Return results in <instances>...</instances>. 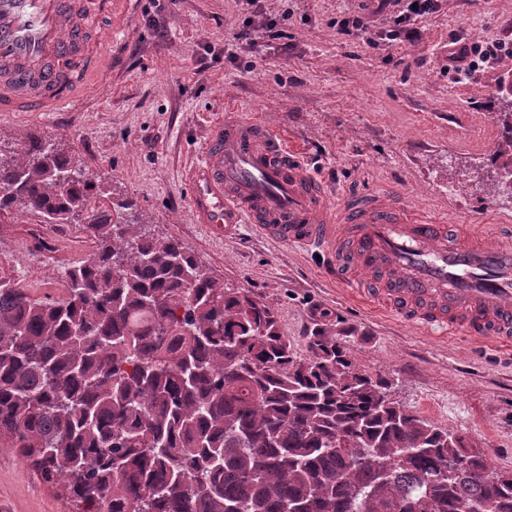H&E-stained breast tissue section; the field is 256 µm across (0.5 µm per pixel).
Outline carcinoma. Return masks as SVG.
<instances>
[{"label": "carcinoma", "instance_id": "cac0c4a2", "mask_svg": "<svg viewBox=\"0 0 512 512\" xmlns=\"http://www.w3.org/2000/svg\"><path fill=\"white\" fill-rule=\"evenodd\" d=\"M15 208L96 244L58 299L0 276V437L78 512H512V472L392 401L346 332L298 355L269 305L135 231L129 201L35 135L0 151Z\"/></svg>", "mask_w": 512, "mask_h": 512}]
</instances>
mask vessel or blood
Returning a JSON list of instances; mask_svg holds the SVG:
<instances>
[{"mask_svg": "<svg viewBox=\"0 0 512 512\" xmlns=\"http://www.w3.org/2000/svg\"><path fill=\"white\" fill-rule=\"evenodd\" d=\"M111 10L112 0H0V112H53L97 86L110 43L89 22ZM187 186L216 238L251 220L275 240L322 249L337 280L382 273L373 305L422 330L512 348V237L486 242L475 225L419 215L396 195L330 204L300 153L257 119L215 124Z\"/></svg>", "mask_w": 512, "mask_h": 512, "instance_id": "obj_1", "label": "vessel or blood"}]
</instances>
